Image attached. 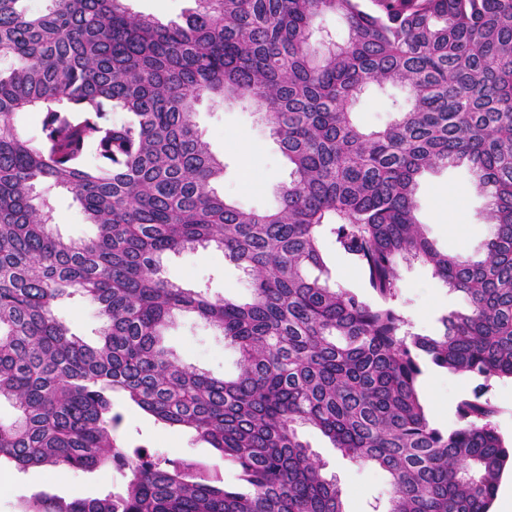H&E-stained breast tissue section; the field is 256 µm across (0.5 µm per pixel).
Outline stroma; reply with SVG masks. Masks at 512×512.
Listing matches in <instances>:
<instances>
[{"label": "stroma", "instance_id": "35a3bbf8", "mask_svg": "<svg viewBox=\"0 0 512 512\" xmlns=\"http://www.w3.org/2000/svg\"><path fill=\"white\" fill-rule=\"evenodd\" d=\"M408 98V91L398 86H370L359 99L353 120L366 130L383 128L396 118L398 108L407 106ZM196 121L212 152L225 163L224 178L217 185L219 192L245 210L274 206L275 192L288 181L290 167L255 107L206 100L198 108ZM241 135L250 143L249 154L238 149L237 138ZM39 192L47 200L55 233L75 241L94 235V226L87 223L72 194L44 186ZM416 200L418 219L426 224L427 234L439 250L482 255V243L491 232L490 225L483 220L488 201L470 190L462 169L424 173L419 179ZM163 265L166 277L183 287L206 285L212 294L239 301L250 297L241 271L216 248L171 253L164 257ZM398 270L401 288L396 304L412 331L439 335L441 316L462 306L458 293L442 287L419 262L400 263ZM54 314L76 335L89 342L97 341L100 320L90 302L67 299L56 305ZM163 344L184 364L214 377H230L236 372L237 351L225 344L219 332L195 316L177 317L165 330ZM420 384L432 390L431 395L421 398L428 418L445 429L458 425V403L479 390L477 381L471 377L442 368L427 369ZM483 392L497 409L493 419L497 432L506 446H512V379H491ZM115 408L122 415L116 435L123 446L144 447L171 461H209L218 457L217 450L196 440L188 430L163 426L150 414L121 399ZM300 433L326 462L328 473L335 475L346 512H371L377 500L386 498L389 486L384 472L342 457L317 429L304 427ZM124 484L122 471L114 468L76 470L60 479L47 468L18 471L0 467V512H20L24 499L42 491L65 499L95 497L119 491Z\"/></svg>", "mask_w": 512, "mask_h": 512}]
</instances>
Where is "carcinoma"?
<instances>
[{"instance_id": "1", "label": "carcinoma", "mask_w": 512, "mask_h": 512, "mask_svg": "<svg viewBox=\"0 0 512 512\" xmlns=\"http://www.w3.org/2000/svg\"><path fill=\"white\" fill-rule=\"evenodd\" d=\"M0 0V463L127 473L93 498L41 493L20 512H344L336 476L299 437L389 477L385 512H488L512 459L481 399L512 378V0H196L183 24L125 0ZM334 13L346 38L320 23ZM409 88L378 131L352 120L371 85ZM257 108L291 166L271 211L218 194L224 161L203 140V98ZM127 119L114 124L109 114ZM40 112L42 137L14 119ZM94 155L95 164L88 162ZM463 168L488 200L483 256L440 251L416 216L418 178ZM72 194L96 235L53 232L37 187ZM367 301L332 281L327 235ZM215 246L248 277L244 303L163 277L161 257ZM419 261L465 306L441 334L408 329L399 263ZM97 306L89 344L54 305ZM218 330L238 374L215 378L161 344L176 314ZM480 378L460 424L427 417L423 367ZM123 396L193 432L221 465L162 464L118 444Z\"/></svg>"}]
</instances>
